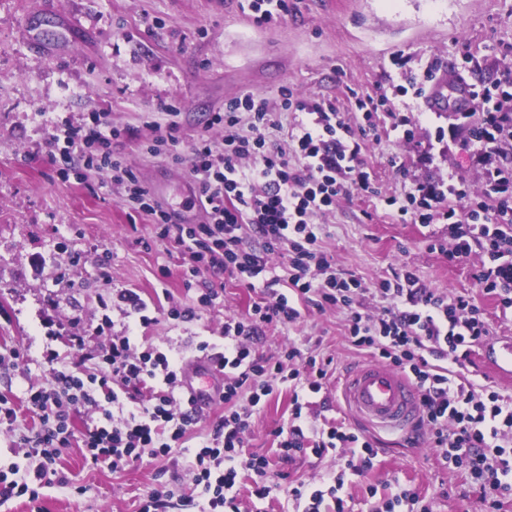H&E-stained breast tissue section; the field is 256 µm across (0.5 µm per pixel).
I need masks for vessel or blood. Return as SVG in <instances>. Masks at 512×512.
<instances>
[{
	"instance_id": "1",
	"label": "vessel or blood",
	"mask_w": 512,
	"mask_h": 512,
	"mask_svg": "<svg viewBox=\"0 0 512 512\" xmlns=\"http://www.w3.org/2000/svg\"><path fill=\"white\" fill-rule=\"evenodd\" d=\"M474 102L473 87L457 74L436 72L423 99L427 111L443 115L469 109ZM223 371L207 357H196L181 365L183 397L198 407L215 400ZM343 396L349 411L377 428L402 433L419 419V396L394 369L382 362L353 369L346 375Z\"/></svg>"
}]
</instances>
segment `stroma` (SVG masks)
I'll return each instance as SVG.
<instances>
[{
    "label": "stroma",
    "instance_id": "stroma-1",
    "mask_svg": "<svg viewBox=\"0 0 512 512\" xmlns=\"http://www.w3.org/2000/svg\"><path fill=\"white\" fill-rule=\"evenodd\" d=\"M292 2L285 20L258 27L239 0H0V354H23L18 367L0 369V393L20 398L29 386L45 383L47 350L66 368L102 354L129 323L117 297L122 289L135 290L149 306L151 322L137 331L140 347L184 360L196 357L198 341H218L225 317L246 316L261 297L226 273L215 307L187 320L168 318L167 304L190 303L186 261L157 236L152 216L130 209L110 169L85 171L80 181L59 178L37 113L79 125L89 113L106 112L123 132L112 143L114 156L145 186L162 185L156 200L165 210L198 224L203 215L195 205L200 189L188 162L191 147L203 134L223 140V128L209 124L211 115L243 93L265 95L275 105L285 89L330 96L355 124V94L408 85L429 65L512 87V0ZM32 21L45 43L39 51L20 35ZM399 57L405 68L395 66ZM395 105L413 123V140L398 138L382 115L378 140L362 148L379 195L442 183L452 173L483 192L481 167L465 150L462 128L427 112L414 95L397 97ZM158 122L176 124L179 142L172 150L155 151ZM319 222L322 245L342 272L375 283L410 268L436 292L473 299L491 336H512V321L478 286L479 259L452 266L431 251L433 239L447 236V225L399 223L361 190ZM298 308V320L268 330L254 349L268 358L295 346L330 360L334 375L308 422L320 427L338 419L358 428L342 380L367 358L347 341L346 314L303 302ZM290 409L291 393L282 387L250 421L245 451L268 460V477L278 487L260 499L252 478L241 475L231 492L241 512H296L292 487L344 466L339 450L321 458L280 454L271 431L287 423ZM372 436L378 448L373 469L345 478L351 512H369L408 491L429 512H485L478 481L448 467L426 431L416 433L420 447L377 430ZM190 457L189 448H176L166 459L147 456L114 472L87 465L79 448H68L59 464L69 486L42 489L35 504L12 497L0 502V512H138L143 499L164 487L175 493L164 512H188L178 494L192 485Z\"/></svg>",
    "mask_w": 512,
    "mask_h": 512
}]
</instances>
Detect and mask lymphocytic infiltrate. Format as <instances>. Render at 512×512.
<instances>
[{
    "label": "lymphocytic infiltrate",
    "mask_w": 512,
    "mask_h": 512,
    "mask_svg": "<svg viewBox=\"0 0 512 512\" xmlns=\"http://www.w3.org/2000/svg\"><path fill=\"white\" fill-rule=\"evenodd\" d=\"M474 96L485 109L468 144L483 165V193H473L466 180L453 176L445 189L415 185L382 203L401 221L447 225V238L435 240L434 248L452 264L480 256L484 294L495 298L501 311H512V163L502 157L504 145L512 143V92L481 84ZM356 107L362 119L353 125L336 99H297L286 90L277 108L265 97L245 93L214 113L211 122L223 127V142L200 136L192 156L205 216L201 224L176 223L131 169L121 171L131 209L154 216L159 238L176 244L190 265L185 286L195 292L196 304L170 306V318H190L213 306L224 292L218 275L229 272L251 284L265 272L270 253H288L290 294L263 289L247 317L225 319L222 343L197 345L224 373V412L191 459L195 492L183 503L194 512H224L225 491L240 472L266 473L267 459L244 454V434L255 407L277 384L292 392L288 425L272 431L285 457L306 451L320 457L344 448L351 474L374 466L377 450L371 438L335 422L318 432L303 416L310 396L326 386L327 361L304 356L294 346L275 359L253 353L266 329L299 318L289 302L293 295L319 309L347 310L348 341L399 369L415 386L431 443L446 463L481 478L482 500L490 512H501L504 499L512 497L507 480L512 400L461 373L473 347L489 334L483 310L471 298L435 293L408 269L368 285L337 272L321 245L317 217L332 211L352 189L370 187L361 152L376 135L378 113H387L391 131L406 139L413 134L409 118L397 112L387 93L359 96ZM288 113L293 121L287 125ZM274 131L284 132L286 144L270 140ZM119 136L97 113L84 126L56 121L48 126V143L65 179L110 164L112 142ZM372 290L389 302L375 315L357 302ZM179 381V358L153 347L138 350L132 336L124 335L113 337L109 350L91 365L50 369L47 381L29 387L22 402L0 393L1 425L14 424L23 409L38 419L20 442L32 466L20 481L0 472V498L18 492L35 500L43 488L68 486L57 461L76 441L86 463L115 472L137 465L144 455L164 457L181 447L200 412L181 397ZM244 393L249 396L245 405L240 402ZM82 408L96 420L79 440L72 414Z\"/></svg>",
    "instance_id": "obj_1"
}]
</instances>
